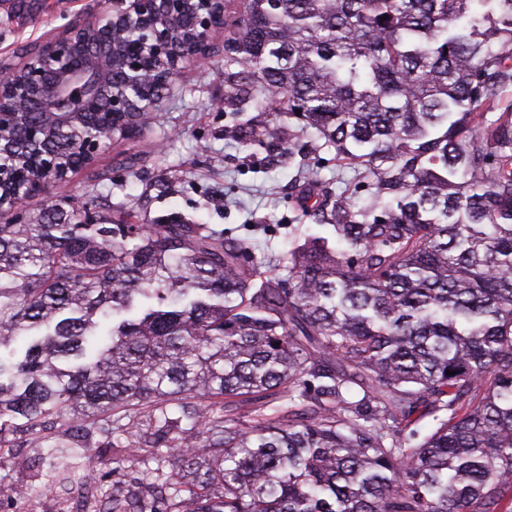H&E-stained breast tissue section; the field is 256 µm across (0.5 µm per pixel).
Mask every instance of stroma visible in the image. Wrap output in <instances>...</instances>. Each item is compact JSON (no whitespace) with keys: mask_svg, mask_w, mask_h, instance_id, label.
<instances>
[{"mask_svg":"<svg viewBox=\"0 0 512 512\" xmlns=\"http://www.w3.org/2000/svg\"><path fill=\"white\" fill-rule=\"evenodd\" d=\"M104 0H38L21 18L0 10V65L19 62L22 47L60 35L70 23L99 11ZM224 58L212 54L185 69L165 90L136 136L108 140L93 165L70 174L52 195L87 203L112 215L124 207L129 223L183 221L250 242L264 261L283 256L316 233L302 218L297 168L246 162L224 137ZM48 458L18 448L0 457V512H55L53 495L20 499L30 471L48 470Z\"/></svg>","mask_w":512,"mask_h":512,"instance_id":"35a3bbf8","label":"stroma"}]
</instances>
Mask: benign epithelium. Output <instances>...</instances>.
I'll use <instances>...</instances> for the list:
<instances>
[{
	"mask_svg": "<svg viewBox=\"0 0 512 512\" xmlns=\"http://www.w3.org/2000/svg\"><path fill=\"white\" fill-rule=\"evenodd\" d=\"M190 18L197 36L191 41L164 37L139 56L138 66L112 48V34L135 22L149 30L161 18ZM224 28V0H106V7L90 19L72 23L55 37L36 45L17 65L0 66V139L17 112H65L67 102L83 100L84 112L100 116L98 127L112 129V116L135 112L130 97L112 94L115 73L123 74L131 91L141 94L168 88L187 65L209 53L212 32ZM103 149L98 133L81 136L65 162L46 151L26 167L0 170V214L22 210L37 201L56 204L50 189L68 174L93 164Z\"/></svg>",
	"mask_w": 512,
	"mask_h": 512,
	"instance_id": "obj_1",
	"label": "benign epithelium"
}]
</instances>
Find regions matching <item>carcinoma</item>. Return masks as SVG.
<instances>
[{
  "label": "carcinoma",
  "instance_id": "carcinoma-1",
  "mask_svg": "<svg viewBox=\"0 0 512 512\" xmlns=\"http://www.w3.org/2000/svg\"><path fill=\"white\" fill-rule=\"evenodd\" d=\"M224 86L238 145L353 166L301 163L330 234L270 273L203 224H0V451L60 425L43 495L151 449L165 509L109 473L87 512H512V0H242ZM321 156L324 159L322 166L317 169L318 177L325 182H331L332 188H336L339 184H336V179L343 178L347 179L353 176V172L349 168H342L336 165V159H334V151H321ZM333 182V184H332Z\"/></svg>",
  "mask_w": 512,
  "mask_h": 512
}]
</instances>
